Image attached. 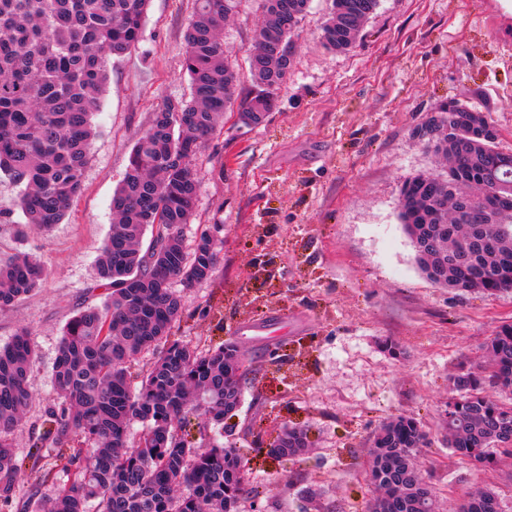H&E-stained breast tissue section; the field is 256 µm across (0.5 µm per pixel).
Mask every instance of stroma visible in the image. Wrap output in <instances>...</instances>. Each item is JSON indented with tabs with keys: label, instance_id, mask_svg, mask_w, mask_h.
<instances>
[{
	"label": "stroma",
	"instance_id": "1",
	"mask_svg": "<svg viewBox=\"0 0 512 512\" xmlns=\"http://www.w3.org/2000/svg\"><path fill=\"white\" fill-rule=\"evenodd\" d=\"M194 3L151 0L137 49L112 60L83 188L60 224L47 233L25 224L20 188L0 172V259L29 252L47 271L0 309V346L24 330L35 350L33 401L14 434L15 503L53 491L42 481L53 454H37L34 442L56 399L57 347L77 311L105 298L96 261L134 144L164 99L190 95L183 36ZM329 10L330 0H311L264 123L243 125L229 107L192 161L199 194L183 237L191 246L209 234L218 262L211 279L184 290L174 334L208 347L234 340L251 370L237 411L209 435L251 471L255 492L241 512H366L369 441L382 422L409 416L430 439L420 462L440 512H457L482 487L512 512V460L473 467L440 429L449 378L512 321V291L436 286L398 219L405 178H448L420 134L440 103L489 112L498 149L512 153V0H379L360 45L343 52L322 42ZM261 11V0H241L224 26L244 96L255 91L249 55ZM386 338L402 355L381 348ZM294 425L308 452L269 458ZM15 503L0 512H18Z\"/></svg>",
	"mask_w": 512,
	"mask_h": 512
}]
</instances>
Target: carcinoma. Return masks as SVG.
<instances>
[{
  "mask_svg": "<svg viewBox=\"0 0 512 512\" xmlns=\"http://www.w3.org/2000/svg\"><path fill=\"white\" fill-rule=\"evenodd\" d=\"M240 0H195L184 34L188 99H168L133 147L112 196L115 221L101 250L97 274L107 289L102 304L67 323L53 366L58 404L48 411L47 438L67 447L63 479L40 512H239L249 494V473L234 448L206 443L213 424L237 410L248 373L231 341L202 349L171 338L184 301L174 288L210 279L217 254L203 235L189 250L182 227L190 223L198 192L192 157L238 98L237 73L224 50V22ZM311 0H262L249 66L258 91L240 99L239 119L258 126L296 59V36ZM379 0H331L321 37L330 50L358 40ZM150 0H0V172L21 187L25 223L44 230L64 218L82 190L97 128L108 66L138 46ZM421 129L448 162L444 183L428 174L404 180L399 218L413 242L420 270L432 283L494 295L512 289V210L487 190L512 183V169L496 167L498 129L476 107L450 101ZM148 248H142L146 233ZM488 241L471 263H456L462 243ZM44 267L21 253L0 261V308L36 288ZM159 356L131 388L128 368L150 350ZM486 361L450 379L444 427L448 448L479 468L512 456V405L486 388L512 392V322L485 344ZM34 350L27 331L0 347V497L12 494L21 471L13 432L32 399ZM195 417L200 442L179 434ZM145 429L136 447L129 426ZM428 436L412 417L382 423L371 440L370 482L377 495L368 512H437L422 476L419 449ZM307 433L286 427L271 453L296 456ZM458 512H501L492 488L467 495Z\"/></svg>",
  "mask_w": 512,
  "mask_h": 512,
  "instance_id": "1",
  "label": "carcinoma"
}]
</instances>
